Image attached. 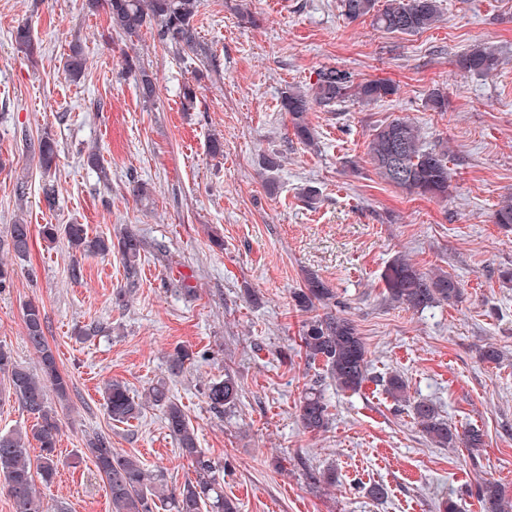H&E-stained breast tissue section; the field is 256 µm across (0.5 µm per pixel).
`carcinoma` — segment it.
<instances>
[{
    "mask_svg": "<svg viewBox=\"0 0 512 512\" xmlns=\"http://www.w3.org/2000/svg\"><path fill=\"white\" fill-rule=\"evenodd\" d=\"M87 6L92 10L106 9L108 30L112 35L132 38L151 26L161 44L180 56L196 59L201 69L180 89L183 108L187 111L194 108L204 71L210 70L211 66V52L200 41L195 24V0H87ZM340 7L351 20L372 16L374 24L390 34L415 35L442 21L439 0H385L381 9L377 8V0H340ZM13 36L26 58L34 60L40 47L30 27L26 24L18 26ZM499 64L498 50L486 44L471 47L457 59L460 70L481 76L491 74ZM124 66L137 75L143 106L154 107L156 86L152 76L136 57H125ZM88 68V57L77 41L66 57L65 74L71 80H78ZM396 92L395 85L388 81H357L349 71L324 68L316 72L314 82L304 87L286 88L282 92L281 106L288 112L294 137L303 144L312 145L315 136L307 114L313 107L332 108L350 98L371 105ZM33 152L44 171L49 172L57 165L58 144L49 133L38 139ZM367 156L376 174L386 183L421 196L448 199L451 181L448 148L441 144H426L420 128L412 121L394 118L378 126L368 142ZM280 167V156L264 158L263 177L268 185H274ZM491 221L512 226V198L498 203ZM41 233L47 239L54 240L59 236L66 239L72 252L71 276L74 279L81 275L80 258L105 256L114 250L122 255L128 272L133 274L143 249L142 240L129 230L115 241L110 236H89L82 224H45ZM30 239V225L17 220L10 225L7 250L21 259L29 251ZM383 280L387 300L416 310L454 301L461 292L455 278L446 274L427 275L404 255L393 259ZM333 299L332 289L313 275L306 277L304 287L293 293L296 309L306 315L302 321L299 347L308 364L322 363L326 377L337 389L356 392L368 380L367 350L353 323L332 311ZM22 315L25 341L38 355L39 369L35 373L30 371L15 360L9 348L0 345V375L7 381L8 394L34 416L36 424L29 433L18 430L0 435V485L11 489L9 497L16 512H46L36 482L51 486L61 464L57 454L59 419L50 396L66 400L69 378L59 371L45 335L44 309L27 301L22 305ZM192 359L193 353L187 348L175 347L168 355L170 373L180 374L186 362ZM386 386L397 402L411 408L421 431L435 446L484 447L480 429L472 427L461 433L442 418L433 401H410L402 376L390 375ZM242 391L241 383L227 371L223 380L208 385L205 397L211 409L223 412L236 406ZM104 401L108 415L118 423L138 418L147 404L162 408L168 431L177 440L182 457L190 461L193 468L192 476L181 485L170 487L162 470H149L139 459L116 452L107 438L97 436L89 440L87 451L106 480L112 512H238L237 504L224 496V466L198 447L195 430L166 382L158 381L144 396L135 397L123 383L113 380L104 387ZM299 419L305 430L315 434L326 431L331 424L329 405L322 391L314 385L301 399ZM33 442L38 448L34 460L30 456ZM478 499L481 512H512V495L494 478L480 482Z\"/></svg>",
    "mask_w": 512,
    "mask_h": 512,
    "instance_id": "cac0c4a2",
    "label": "carcinoma"
}]
</instances>
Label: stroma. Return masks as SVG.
<instances>
[{
  "label": "stroma",
  "instance_id": "35a3bbf8",
  "mask_svg": "<svg viewBox=\"0 0 512 512\" xmlns=\"http://www.w3.org/2000/svg\"><path fill=\"white\" fill-rule=\"evenodd\" d=\"M338 3L197 0L196 24L217 70L187 112L179 88L198 64L161 45L153 29L110 38L105 10L89 11L84 0H0V236L21 218L36 229L82 224L92 236L128 229L143 241L133 276L116 252L81 260L82 277L73 280L61 237L34 236L22 260L0 255L14 270L0 288V344L37 369L21 311L37 302L71 380L69 401L57 408L61 465L42 491L50 512L60 505L112 512L107 484L85 452L96 435L162 468L169 485L192 472L162 409L112 421L103 386L113 379L138 396L166 379L200 448L223 465L224 494L240 512H435L446 498L461 512H480L483 477L512 490V287L500 279L512 268V228L490 220L512 196V0H443L442 21L411 36L385 33L368 16L347 19ZM246 13L254 23L243 21ZM22 24L40 45L32 62L11 36ZM76 38L91 67L73 82L64 62ZM483 43L498 49V70H460L457 56ZM128 55L154 78L152 109L123 68ZM332 67L391 81L398 92L370 106L313 108L317 144L309 148L294 138L280 96ZM438 87L448 94L444 112L427 105ZM396 117L415 122L428 143L447 144V200L407 193L376 174L368 142ZM46 130L60 149L48 173L26 147ZM213 135L222 156L208 152ZM92 147L104 173L83 162ZM273 153L284 162L271 191L261 173ZM48 184L52 208L43 200ZM141 184L143 197L135 192ZM305 188L315 190V204L302 197ZM400 254L423 272L459 280L460 301L419 312L388 302L382 273ZM310 273L332 288L336 313L354 322L366 346L369 379L358 393L337 390L299 351L303 317L292 293ZM187 286L193 295L184 294ZM91 323L100 333L77 338ZM488 345L502 352L500 365L482 362ZM177 346L194 357L173 377L168 355ZM228 372L243 395L219 413L205 391ZM394 373L452 426L481 429L484 447H435L387 394ZM316 382L332 412L328 431L317 435L297 417ZM330 469L332 487L319 481ZM375 483L386 487L384 500L367 495Z\"/></svg>",
  "mask_w": 512,
  "mask_h": 512
}]
</instances>
